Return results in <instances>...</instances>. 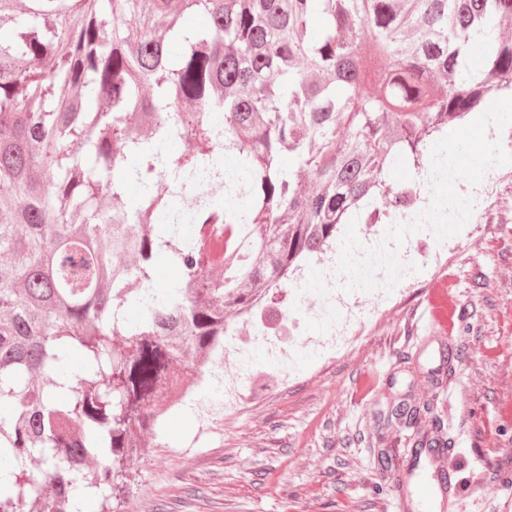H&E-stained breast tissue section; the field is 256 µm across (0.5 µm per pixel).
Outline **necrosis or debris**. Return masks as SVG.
<instances>
[{
  "label": "necrosis or debris",
  "mask_w": 512,
  "mask_h": 512,
  "mask_svg": "<svg viewBox=\"0 0 512 512\" xmlns=\"http://www.w3.org/2000/svg\"><path fill=\"white\" fill-rule=\"evenodd\" d=\"M416 179L422 195L414 205L391 214L386 223L361 225L344 261L319 258L305 300L252 314L248 331L226 329L224 368L212 373V393L192 404L203 430L236 414L249 394L265 389V372L249 364L254 352L269 358L280 383H287L299 352L328 359L343 355L364 332L367 318L398 300L417 273L443 267L448 241L437 233L428 205L433 180L426 173Z\"/></svg>",
  "instance_id": "necrosis-or-debris-1"
}]
</instances>
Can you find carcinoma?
Returning <instances> with one entry per match:
<instances>
[{
	"instance_id": "obj_1",
	"label": "carcinoma",
	"mask_w": 512,
	"mask_h": 512,
	"mask_svg": "<svg viewBox=\"0 0 512 512\" xmlns=\"http://www.w3.org/2000/svg\"><path fill=\"white\" fill-rule=\"evenodd\" d=\"M25 11L0 0V512H116L176 364L222 366L226 314L284 305L350 217L414 202L397 162L427 171L448 128L512 112V0Z\"/></svg>"
}]
</instances>
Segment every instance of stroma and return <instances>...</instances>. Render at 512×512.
I'll return each instance as SVG.
<instances>
[{
	"instance_id": "obj_1",
	"label": "stroma",
	"mask_w": 512,
	"mask_h": 512,
	"mask_svg": "<svg viewBox=\"0 0 512 512\" xmlns=\"http://www.w3.org/2000/svg\"><path fill=\"white\" fill-rule=\"evenodd\" d=\"M487 139L485 126L455 128L435 201L481 190L486 154L456 146ZM499 206L483 223L445 227L459 308L450 371L434 370L436 333L418 309L423 279L349 353L302 356L288 386L246 400L211 433L199 435L196 416H166L157 434L142 436L119 512H395L389 477L410 450L384 418L405 398L434 403L427 427L458 454L460 512H502L512 495V420H498L512 406V180Z\"/></svg>"
}]
</instances>
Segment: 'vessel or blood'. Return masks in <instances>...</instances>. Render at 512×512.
<instances>
[{
  "instance_id": "vessel-or-blood-1",
  "label": "vessel or blood",
  "mask_w": 512,
  "mask_h": 512,
  "mask_svg": "<svg viewBox=\"0 0 512 512\" xmlns=\"http://www.w3.org/2000/svg\"><path fill=\"white\" fill-rule=\"evenodd\" d=\"M421 317L440 328H447L445 283L436 282L428 288L427 303ZM393 483L397 491L398 512H410L416 503L425 512H453L458 500V483L451 449H417L415 459L408 461L405 473L397 475Z\"/></svg>"
}]
</instances>
